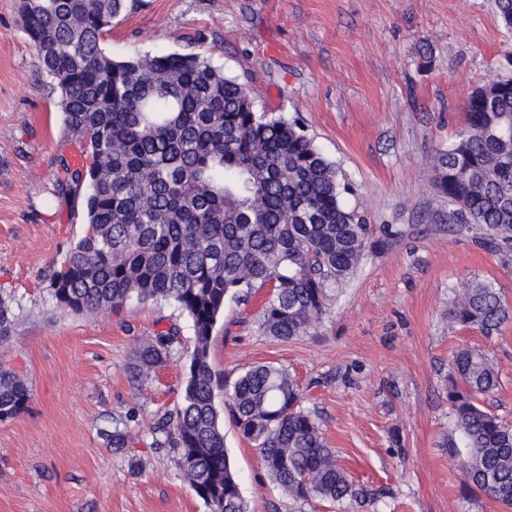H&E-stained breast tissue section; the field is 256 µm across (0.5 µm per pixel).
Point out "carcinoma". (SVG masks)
<instances>
[{
    "label": "carcinoma",
    "mask_w": 512,
    "mask_h": 512,
    "mask_svg": "<svg viewBox=\"0 0 512 512\" xmlns=\"http://www.w3.org/2000/svg\"><path fill=\"white\" fill-rule=\"evenodd\" d=\"M127 0H20L23 30L60 91L65 131L89 164L60 163L53 197L84 190L87 230L49 283L55 304L74 313L167 302L190 320L193 346L175 411L151 427L173 448L185 480L208 509L245 512L224 451L217 398L288 497L341 503L357 489L301 407L282 367L253 365L217 374L210 350L226 298L268 287L259 330L276 340L305 336L328 291L376 244L371 225L341 199L338 173L295 123L256 110L250 87L200 54L170 52L116 60L104 33ZM466 125L433 163L436 193L456 205L449 222L478 224L496 249L512 241V80L479 88ZM512 318L491 284L472 280L455 294L449 322L485 334ZM14 313L0 297V338ZM174 332L136 352L146 378L171 356ZM498 386L484 352L455 353L448 374L454 436L448 456L463 488L512 506V426L481 397ZM24 377L0 362V422L28 409Z\"/></svg>",
    "instance_id": "1"
}]
</instances>
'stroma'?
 <instances>
[{
  "label": "stroma",
  "mask_w": 512,
  "mask_h": 512,
  "mask_svg": "<svg viewBox=\"0 0 512 512\" xmlns=\"http://www.w3.org/2000/svg\"><path fill=\"white\" fill-rule=\"evenodd\" d=\"M19 0H0V294L12 301L0 359L19 367L26 413L0 422V512H208L153 423L181 402L190 323L165 302L112 313L56 307L47 285L84 231L82 196L49 191L65 135L58 89L42 75ZM112 57H209L246 83L258 111L297 123L335 162L344 205L375 229L355 271L331 288L308 335L283 342L255 325L269 289L224 304L216 372L288 370L359 491L330 505L282 495L232 415L224 446L246 512H512L462 491L443 442L453 428L448 373L461 347L485 351L499 385L485 400L512 424V320L492 334L450 327L469 279L512 305V248L491 251L473 226L449 224L432 185L434 157L465 125L478 88L512 79V33L494 0H135L104 37ZM176 331L172 357L146 381L137 349ZM131 443L114 451V424Z\"/></svg>",
  "instance_id": "1"
}]
</instances>
